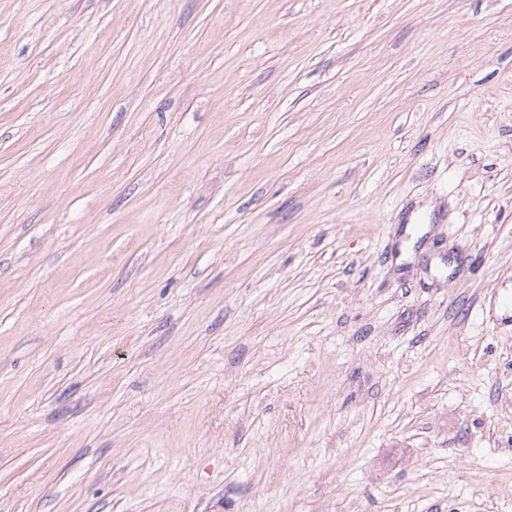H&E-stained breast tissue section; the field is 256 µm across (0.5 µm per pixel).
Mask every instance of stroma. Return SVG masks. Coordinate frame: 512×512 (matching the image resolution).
Returning a JSON list of instances; mask_svg holds the SVG:
<instances>
[{
	"mask_svg": "<svg viewBox=\"0 0 512 512\" xmlns=\"http://www.w3.org/2000/svg\"><path fill=\"white\" fill-rule=\"evenodd\" d=\"M0 512H512V0H0Z\"/></svg>",
	"mask_w": 512,
	"mask_h": 512,
	"instance_id": "1",
	"label": "stroma"
}]
</instances>
